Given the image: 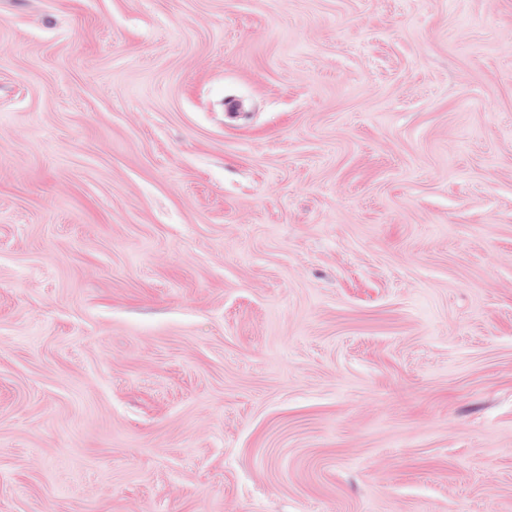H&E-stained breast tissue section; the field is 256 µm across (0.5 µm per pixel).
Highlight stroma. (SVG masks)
<instances>
[{"label": "stroma", "instance_id": "35a3bbf8", "mask_svg": "<svg viewBox=\"0 0 512 512\" xmlns=\"http://www.w3.org/2000/svg\"><path fill=\"white\" fill-rule=\"evenodd\" d=\"M0 512H512V0H0Z\"/></svg>", "mask_w": 512, "mask_h": 512}]
</instances>
